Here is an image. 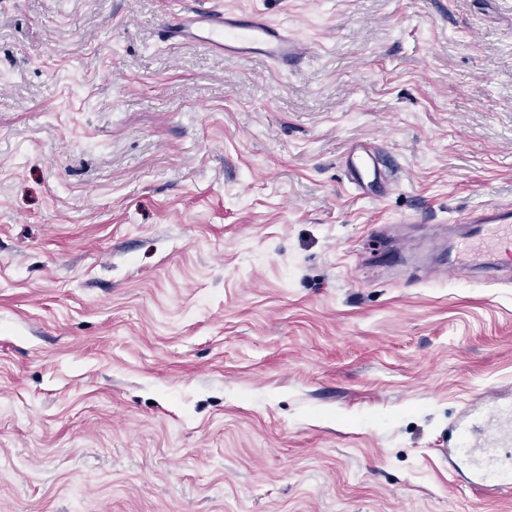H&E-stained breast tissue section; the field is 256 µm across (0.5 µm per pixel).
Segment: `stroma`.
<instances>
[{
	"instance_id": "obj_1",
	"label": "stroma",
	"mask_w": 512,
	"mask_h": 512,
	"mask_svg": "<svg viewBox=\"0 0 512 512\" xmlns=\"http://www.w3.org/2000/svg\"><path fill=\"white\" fill-rule=\"evenodd\" d=\"M211 7L310 54L164 42ZM497 203L512 0H0V512H512L440 453L512 385V284L448 274ZM343 166L348 180L359 195L382 199L396 186V181L381 165L380 154L372 142L357 143L344 157Z\"/></svg>"
}]
</instances>
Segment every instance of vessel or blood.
I'll return each instance as SVG.
<instances>
[{"label": "vessel or blood", "mask_w": 512, "mask_h": 512, "mask_svg": "<svg viewBox=\"0 0 512 512\" xmlns=\"http://www.w3.org/2000/svg\"><path fill=\"white\" fill-rule=\"evenodd\" d=\"M170 38L201 43L222 55H252L281 65L304 58L303 45L286 28L258 12L195 8L172 13L165 27ZM343 166L360 195L381 199L396 182L382 167L374 143L362 142L347 152ZM471 231L456 244L458 253L481 264L482 270L512 269V209L483 208L471 219ZM443 455L452 468L465 469L482 491H512V402L468 403L448 427Z\"/></svg>", "instance_id": "1"}]
</instances>
